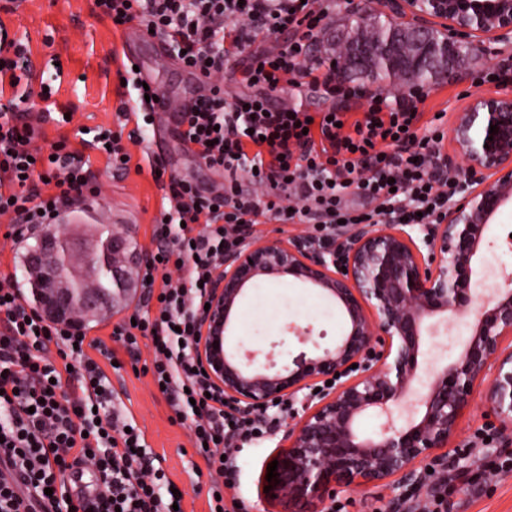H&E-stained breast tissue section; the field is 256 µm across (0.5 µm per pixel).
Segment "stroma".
<instances>
[{"mask_svg":"<svg viewBox=\"0 0 512 512\" xmlns=\"http://www.w3.org/2000/svg\"><path fill=\"white\" fill-rule=\"evenodd\" d=\"M377 0H339L336 9L323 22V41L344 40L357 16H373ZM9 33L25 39L31 58L40 65V76L52 83L56 111L72 113L71 123L43 124L48 139L69 138L90 160L91 168L103 185L99 198L89 207L106 223L125 233L139 249L155 252L151 227L162 209L163 191L147 165L141 147H132L135 166L121 172L107 168L104 157L81 143V131L103 126L116 128V109L122 89L117 78H105L103 68L108 54H121L124 29L94 16L90 0H23L16 13L0 16ZM140 57L150 70L158 89L166 94L194 96L191 74L180 68L164 49L153 43L139 47ZM498 58L472 55L449 76L429 82L430 95L422 106L425 119L443 109L458 110L469 93H510L511 83L490 82L487 72L500 70ZM167 170L207 186L221 177L209 169L178 140L167 138L160 151ZM512 213L507 212L490 231L492 245L484 249L481 265L488 275L500 269L512 271ZM313 325L316 343L300 344L284 333L288 322ZM346 318L336 304L319 290L294 282L290 277L264 279L250 286L235 315L234 333L249 348L272 349L277 365H285L299 352H313L315 346L328 347L338 341ZM107 375L124 414L132 416L144 434L155 464L183 492L184 512H209V474L204 459L193 446L188 424L172 419L166 398L154 387L150 376L124 365L108 370ZM486 407L482 395H475L470 409L459 421L457 436L451 441L448 468L455 474V490L448 498V512H512V471L496 472L505 458H512V441L495 437L489 444L473 445L472 439L486 428ZM276 440L242 449L235 463L240 478L235 488L226 490L229 498L243 500L248 512H263L257 497V480L264 462L276 447Z\"/></svg>","mask_w":512,"mask_h":512,"instance_id":"1","label":"stroma"}]
</instances>
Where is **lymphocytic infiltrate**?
<instances>
[{
    "mask_svg": "<svg viewBox=\"0 0 512 512\" xmlns=\"http://www.w3.org/2000/svg\"><path fill=\"white\" fill-rule=\"evenodd\" d=\"M94 15L113 26L153 31L208 93L181 113L176 137L222 184L204 187L155 164L165 189L152 227L158 244L140 268L144 308L114 326L126 353L137 357L172 408L190 420L193 443L210 480L209 512H243L223 500L239 474L225 456L269 439L288 405L256 417L225 411L192 352L197 312L212 274L244 231L259 222L304 224L332 234L340 224L432 223L447 207L454 182L442 153L444 131L418 134L429 92L414 85L392 93L342 80L336 60L317 53L322 23L335 0H92ZM0 23V218L8 239L56 223L59 215L94 199L100 187L68 138L39 143L44 113L32 98L31 52ZM288 35L275 51H255L258 38ZM239 57L243 93L224 94V67ZM142 123L128 135L97 127L88 145L115 170L128 169V144H142L156 116L157 88H144L133 67L122 77ZM314 93L324 111L304 103L277 105L276 92ZM363 117L349 121L351 112ZM82 332L45 323L20 302L13 283H0V512H174L165 473L148 461L135 421L117 411L103 361L88 356Z\"/></svg>",
    "mask_w": 512,
    "mask_h": 512,
    "instance_id": "f902f5d3",
    "label": "lymphocytic infiltrate"
}]
</instances>
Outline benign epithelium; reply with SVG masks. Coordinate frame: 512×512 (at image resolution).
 I'll return each mask as SVG.
<instances>
[{"instance_id":"1","label":"benign epithelium","mask_w":512,"mask_h":512,"mask_svg":"<svg viewBox=\"0 0 512 512\" xmlns=\"http://www.w3.org/2000/svg\"><path fill=\"white\" fill-rule=\"evenodd\" d=\"M380 15L407 19L421 37L432 21L444 43L425 44L414 67L432 71L436 54L466 48L485 55L512 46V0H379ZM360 62L393 47L352 46ZM497 133L489 134L490 126ZM448 168L460 172L459 197L414 233L406 224H355L330 242L310 235L246 236L224 254L199 309L196 359L226 400L225 408L257 414L286 401L288 427L265 461H278L275 479L262 468L258 496L265 512H323L339 490L385 486L392 479L419 485L425 464H441L475 389L484 388L487 426L512 435V278L488 290L476 263L489 247L490 227L512 210V95L473 94L448 125ZM130 244L116 230L85 238L48 230L29 261L33 310L46 321L82 327L133 291L128 272L112 261ZM110 271L112 287L87 282ZM288 276L319 289L347 318L331 347L304 351L278 368L254 366L258 350L230 347L233 320L247 287L260 278ZM468 325L470 334L451 362L424 372L425 338L436 326ZM368 411L385 416L374 436L358 429ZM269 492H264L266 486Z\"/></svg>"}]
</instances>
